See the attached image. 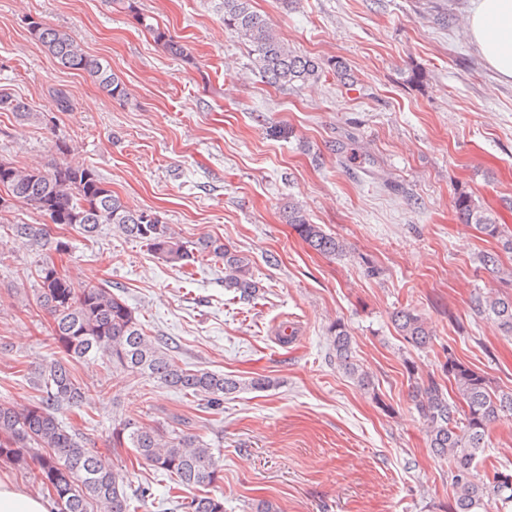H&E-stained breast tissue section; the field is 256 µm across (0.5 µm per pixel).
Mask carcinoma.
Wrapping results in <instances>:
<instances>
[{
  "label": "carcinoma",
  "mask_w": 512,
  "mask_h": 512,
  "mask_svg": "<svg viewBox=\"0 0 512 512\" xmlns=\"http://www.w3.org/2000/svg\"><path fill=\"white\" fill-rule=\"evenodd\" d=\"M224 25L252 47V66L270 84L286 87L317 80L323 63L296 54L268 20L252 8V0H223ZM29 29L60 65L94 78L112 97L126 95L122 78L110 64L90 55L64 30L39 19H30ZM0 110L18 116L28 113L25 104L0 92ZM0 206L19 202L48 216L52 223L68 226L92 237L103 224H113L125 236L138 240L170 264L186 266L201 257L224 263V287L252 298L259 289L251 260L212 237L183 241L163 218L153 212L127 205L92 168L56 164L48 170L19 167L0 160ZM459 220L497 240L501 251L512 253V235L488 215L472 195L462 192L455 200ZM298 236L316 252L342 257L347 248L342 240L309 221L298 205L286 215ZM4 233L14 240L37 243L59 255L69 244L52 236L46 224H6ZM484 268L496 279L512 281V269L501 267L496 253L480 256ZM36 301L49 318L50 338L58 356L41 368L39 384L46 397L17 410L0 404V462L18 468L35 465L54 512H135L134 503L146 506L150 488L127 492L126 476L112 462L85 446L82 439L57 417L63 408L83 404L87 387L75 375V366L100 356L112 364V371L127 376H146L160 384L191 394L219 410L224 397L246 388L263 390L266 379L241 382L206 369L181 367L149 336L134 311L111 289L87 283L74 287L64 270L47 260L38 269ZM476 311L493 317L500 329L512 334V294L490 296L476 304ZM394 324L408 344L424 348L431 331L425 321L409 309L394 315ZM336 361L345 372L367 388L370 381L351 357V338L344 324L333 329ZM442 371L454 396L445 394L432 377L417 384L412 401L427 428L429 448L448 458V480L452 488L449 512H484L490 499L512 503V474L495 471L484 479L474 475L477 458L485 449L490 426L512 418V393L498 391L480 372L446 350ZM110 448L132 449L138 458L190 492L181 500L182 512H224L221 499L196 490L219 479V462L209 444L190 433L168 431L160 426L124 420L112 430Z\"/></svg>",
  "instance_id": "carcinoma-1"
}]
</instances>
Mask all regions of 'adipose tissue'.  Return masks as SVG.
<instances>
[{"instance_id":"1","label":"adipose tissue","mask_w":512,"mask_h":512,"mask_svg":"<svg viewBox=\"0 0 512 512\" xmlns=\"http://www.w3.org/2000/svg\"><path fill=\"white\" fill-rule=\"evenodd\" d=\"M469 26L485 61L512 79V0H474Z\"/></svg>"}]
</instances>
